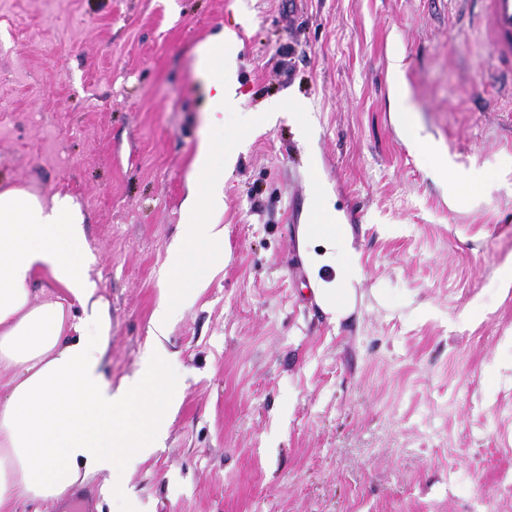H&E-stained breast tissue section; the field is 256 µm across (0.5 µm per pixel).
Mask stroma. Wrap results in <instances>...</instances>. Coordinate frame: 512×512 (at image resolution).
I'll use <instances>...</instances> for the list:
<instances>
[{"label": "stroma", "instance_id": "obj_1", "mask_svg": "<svg viewBox=\"0 0 512 512\" xmlns=\"http://www.w3.org/2000/svg\"><path fill=\"white\" fill-rule=\"evenodd\" d=\"M462 21L453 0L0 9V183L81 205L116 386L152 343L210 133L198 50L238 39L224 246L163 342L165 446L122 471L140 512H512V96ZM325 222L362 272L337 318L314 294L338 269L310 258Z\"/></svg>", "mask_w": 512, "mask_h": 512}]
</instances>
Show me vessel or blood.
<instances>
[{
	"mask_svg": "<svg viewBox=\"0 0 512 512\" xmlns=\"http://www.w3.org/2000/svg\"><path fill=\"white\" fill-rule=\"evenodd\" d=\"M470 14L457 28L461 38L478 36L489 48L493 76L512 92V0H457Z\"/></svg>",
	"mask_w": 512,
	"mask_h": 512,
	"instance_id": "b4317fda",
	"label": "vessel or blood"
}]
</instances>
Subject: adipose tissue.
I'll use <instances>...</instances> for the list:
<instances>
[{
  "mask_svg": "<svg viewBox=\"0 0 512 512\" xmlns=\"http://www.w3.org/2000/svg\"><path fill=\"white\" fill-rule=\"evenodd\" d=\"M213 130L236 108L238 85L211 69L207 76ZM224 164L211 141L200 144L193 178L204 193L185 205V234L174 242L168 282L153 317L161 340L177 307L207 284L208 260L224 243L215 219L224 188L214 177ZM96 256L80 205L68 194L43 197L30 189L0 187V512L22 502H52L74 484L105 474L113 512H135L122 467L144 462L163 447L181 389L156 351L120 386L102 365L112 318L91 270ZM48 274L67 299L33 302V284ZM81 313H70L71 304Z\"/></svg>",
  "mask_w": 512,
  "mask_h": 512,
  "instance_id": "adipose-tissue-1",
  "label": "adipose tissue"
}]
</instances>
